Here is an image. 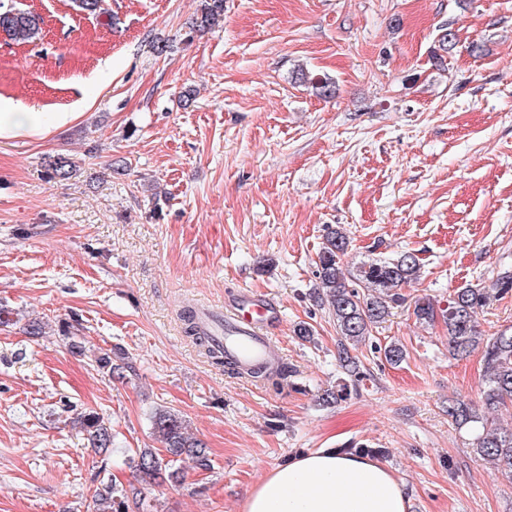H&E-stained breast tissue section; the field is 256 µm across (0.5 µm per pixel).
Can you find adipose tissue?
I'll return each mask as SVG.
<instances>
[{"instance_id": "ef3b65f1", "label": "adipose tissue", "mask_w": 512, "mask_h": 512, "mask_svg": "<svg viewBox=\"0 0 512 512\" xmlns=\"http://www.w3.org/2000/svg\"><path fill=\"white\" fill-rule=\"evenodd\" d=\"M68 112H10L0 102V138L70 121ZM400 482L381 464L325 448L272 470L247 496L244 512H407Z\"/></svg>"}]
</instances>
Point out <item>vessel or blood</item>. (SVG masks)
Returning <instances> with one entry per match:
<instances>
[{"mask_svg": "<svg viewBox=\"0 0 512 512\" xmlns=\"http://www.w3.org/2000/svg\"><path fill=\"white\" fill-rule=\"evenodd\" d=\"M277 317L276 307L268 301L239 303L225 314L215 315L203 308L201 327L224 347L225 356L238 364L274 361L279 353L267 334Z\"/></svg>", "mask_w": 512, "mask_h": 512, "instance_id": "1", "label": "vessel or blood"}]
</instances>
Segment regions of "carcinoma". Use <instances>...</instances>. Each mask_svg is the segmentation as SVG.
Masks as SVG:
<instances>
[{
    "label": "carcinoma",
    "instance_id": "1",
    "mask_svg": "<svg viewBox=\"0 0 512 512\" xmlns=\"http://www.w3.org/2000/svg\"><path fill=\"white\" fill-rule=\"evenodd\" d=\"M224 12V0H201L198 28H206ZM41 18L27 11L0 7V33L16 43H29L41 32ZM73 163L59 156L49 163L51 174L66 178ZM349 246V238L341 229L330 226L325 244L318 254L317 275L321 303L327 305L336 320L341 336L336 359L349 377L359 378L358 359L351 348L366 341L373 326L384 321L391 310L406 302L398 288L419 279L421 266L416 256L404 252L389 260H371L360 263L355 270L343 268L342 257ZM512 290V274L498 276L488 288L464 286L454 291L446 307L441 308L427 296L414 300L413 315L420 324L431 325L442 319L448 327V351L459 358L475 351L483 353L485 364L482 402L487 413L480 414L462 402L448 403V416L462 425L476 428L472 452L475 457L491 464L496 470L512 476V432L499 427L493 414L512 408V332L502 331L494 336H483L476 325V314L491 300L492 295H503ZM185 333L217 366L238 373L226 359L224 350L213 345L197 321L195 311L181 313ZM97 367L111 377H124L128 364L124 357L104 353L96 359ZM294 371L282 363L274 369L263 365L250 369L248 376L258 379L275 390L293 385ZM78 423L91 448L108 451L113 447L114 435L104 417L89 411L79 417ZM152 435L161 444L159 448H137L129 457L139 474L156 483L177 481L181 471L176 463L188 458L201 470L212 468L207 445L189 433L185 420L167 409L157 408L151 416ZM139 490L120 489L110 481H100L92 500V512H128L129 500Z\"/></svg>",
    "mask_w": 512,
    "mask_h": 512
}]
</instances>
